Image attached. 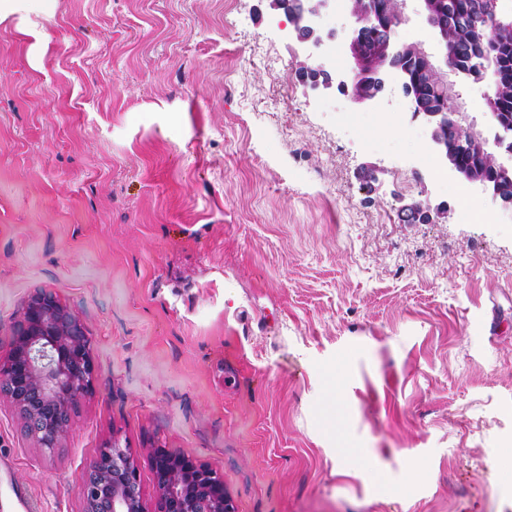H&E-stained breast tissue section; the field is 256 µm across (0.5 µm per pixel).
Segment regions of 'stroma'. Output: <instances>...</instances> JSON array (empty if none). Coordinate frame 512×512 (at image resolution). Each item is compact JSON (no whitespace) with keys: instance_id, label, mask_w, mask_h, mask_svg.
Masks as SVG:
<instances>
[{"instance_id":"stroma-1","label":"stroma","mask_w":512,"mask_h":512,"mask_svg":"<svg viewBox=\"0 0 512 512\" xmlns=\"http://www.w3.org/2000/svg\"><path fill=\"white\" fill-rule=\"evenodd\" d=\"M289 28L269 0H0V359L46 291L95 368L52 452L0 398V512H83L111 439L147 512L157 448L235 512H512V207L470 218L402 91L305 89Z\"/></svg>"}]
</instances>
